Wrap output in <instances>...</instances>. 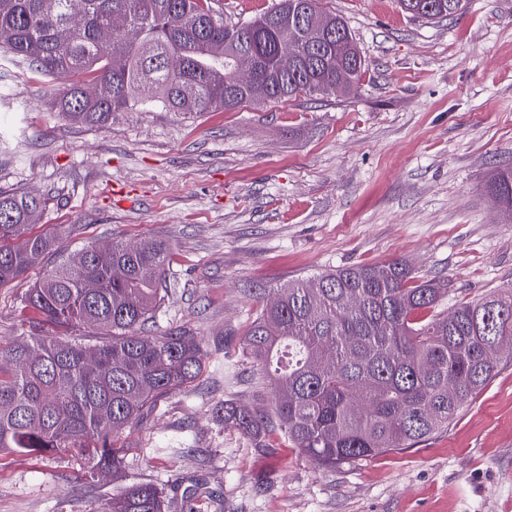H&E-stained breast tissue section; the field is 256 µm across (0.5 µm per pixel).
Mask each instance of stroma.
<instances>
[{
    "mask_svg": "<svg viewBox=\"0 0 512 512\" xmlns=\"http://www.w3.org/2000/svg\"><path fill=\"white\" fill-rule=\"evenodd\" d=\"M346 21L368 72L344 96L189 114L147 105L102 126L52 108L55 82L0 54V190L47 206L31 234L51 252L0 287V342L33 332L21 298L60 255L162 238L174 286L147 334L182 325L221 366L127 429L126 467L83 456L0 457V512H105L149 482L194 512H512V362L447 430L334 470L272 436L255 448L215 414L269 405L240 342L262 296L336 268L405 261L477 299L512 283V223L487 189L512 168V0H468L426 23L398 0H322Z\"/></svg>",
    "mask_w": 512,
    "mask_h": 512,
    "instance_id": "35a3bbf8",
    "label": "stroma"
}]
</instances>
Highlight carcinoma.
<instances>
[{
    "label": "carcinoma",
    "mask_w": 512,
    "mask_h": 512,
    "mask_svg": "<svg viewBox=\"0 0 512 512\" xmlns=\"http://www.w3.org/2000/svg\"><path fill=\"white\" fill-rule=\"evenodd\" d=\"M69 0H0V52L41 76L68 80L53 102L64 118L102 125L112 113L159 104L173 112H217L286 101L299 94L357 89L367 65L346 21L319 0H276L257 17L226 23L212 0H83L74 21ZM467 0H399L431 22L461 14ZM122 28L104 42L101 33ZM301 54L288 74L279 37ZM181 67L171 70L170 58ZM252 74L236 83L238 68ZM512 220V168L490 182ZM44 199L0 191V285L24 276L54 246L31 235ZM168 244L114 241L83 250L82 265L63 258L22 299L40 323L98 336H30L0 345V453L76 451L95 472L118 473L119 435L158 402L207 370L189 327L145 334L165 295ZM95 288L84 287L86 282ZM439 280L404 262L356 265L274 290L246 329L243 353L268 379L267 411L226 399L224 426L256 448L281 434L325 469L412 448L444 430L501 368L512 343V284L479 300L448 295ZM154 484L133 482L109 512H169Z\"/></svg>",
    "instance_id": "carcinoma-1"
}]
</instances>
